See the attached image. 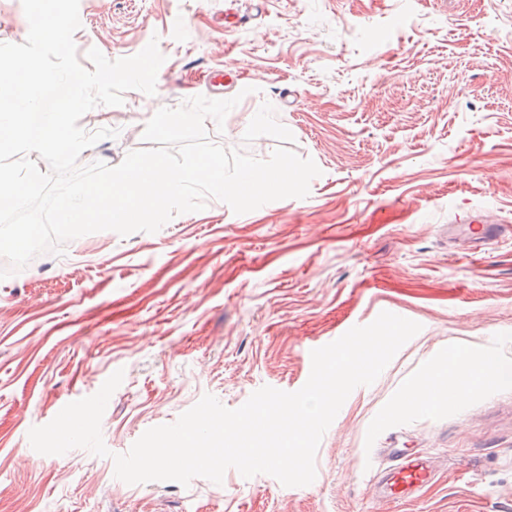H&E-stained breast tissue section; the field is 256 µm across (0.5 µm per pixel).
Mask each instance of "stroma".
I'll list each match as a JSON object with an SVG mask.
<instances>
[{
	"mask_svg": "<svg viewBox=\"0 0 512 512\" xmlns=\"http://www.w3.org/2000/svg\"><path fill=\"white\" fill-rule=\"evenodd\" d=\"M78 59L158 38L156 92L82 116L118 129L80 164L144 148L161 107L239 97L209 139L256 158L315 161L307 197L237 214L208 199L154 233L67 242L0 280V512H512V385L396 405L433 366L512 365V0H80ZM485 216L502 233L474 243ZM420 324L355 388L319 445L313 483L228 469L222 483L114 476L149 428L204 395L234 409L294 392L327 345L380 310ZM123 371L101 421L108 456L36 452L32 427ZM431 458L435 482L382 501L390 451Z\"/></svg>",
	"mask_w": 512,
	"mask_h": 512,
	"instance_id": "stroma-1",
	"label": "stroma"
}]
</instances>
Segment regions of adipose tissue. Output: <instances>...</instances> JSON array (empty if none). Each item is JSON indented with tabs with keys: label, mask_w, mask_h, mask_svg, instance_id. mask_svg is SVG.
<instances>
[{
	"label": "adipose tissue",
	"mask_w": 512,
	"mask_h": 512,
	"mask_svg": "<svg viewBox=\"0 0 512 512\" xmlns=\"http://www.w3.org/2000/svg\"><path fill=\"white\" fill-rule=\"evenodd\" d=\"M458 381L469 385H508L512 383V371L502 368L501 364L484 357H476L460 363L455 375ZM447 372L431 371L428 382L422 383L405 392L398 407L400 410L409 411L417 404L431 403L439 391L447 389L448 379L452 377Z\"/></svg>",
	"instance_id": "1"
}]
</instances>
